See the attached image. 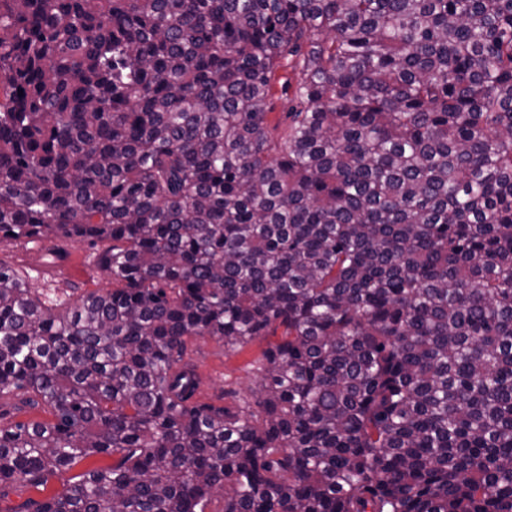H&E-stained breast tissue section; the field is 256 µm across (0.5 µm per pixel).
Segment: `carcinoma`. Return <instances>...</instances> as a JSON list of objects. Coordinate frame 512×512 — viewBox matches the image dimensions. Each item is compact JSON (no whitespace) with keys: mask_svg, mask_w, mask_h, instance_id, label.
Segmentation results:
<instances>
[{"mask_svg":"<svg viewBox=\"0 0 512 512\" xmlns=\"http://www.w3.org/2000/svg\"><path fill=\"white\" fill-rule=\"evenodd\" d=\"M293 72L270 130L275 71ZM23 95H18V92ZM0 499L26 512H512V0H0ZM274 336L254 407L187 339ZM62 246L67 255L52 259L48 249ZM99 251L87 243L12 241L0 246V261L28 276L40 295L65 300L73 305L89 293H104L116 287L112 278L97 263ZM63 488V481L59 479H54L50 482L48 491L40 494L29 486L25 485L23 482H16L12 487L9 496L0 502L1 510H11L12 508L17 507L27 499L33 498L39 500L43 498L45 495H49L54 492L61 491Z\"/></svg>","mask_w":512,"mask_h":512,"instance_id":"1","label":"carcinoma"}]
</instances>
